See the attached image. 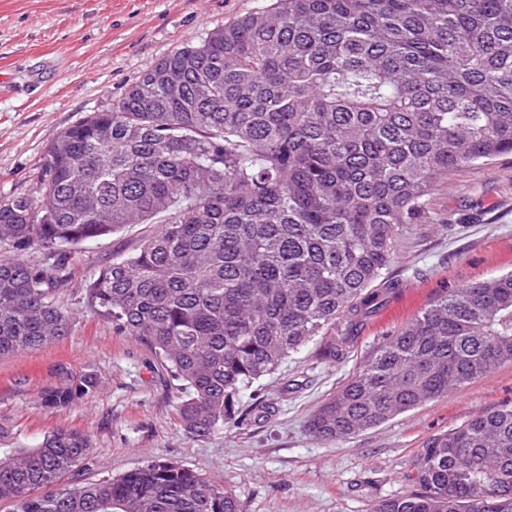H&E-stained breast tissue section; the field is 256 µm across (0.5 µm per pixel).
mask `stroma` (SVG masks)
<instances>
[{"instance_id":"stroma-1","label":"stroma","mask_w":512,"mask_h":512,"mask_svg":"<svg viewBox=\"0 0 512 512\" xmlns=\"http://www.w3.org/2000/svg\"><path fill=\"white\" fill-rule=\"evenodd\" d=\"M267 0H0V197L33 192L47 145L126 89L176 48L266 6ZM142 224L85 244L56 300L73 316L70 336L0 357V425L18 445L63 429L87 434L82 481L120 476L172 458L219 483L241 512H370L414 491L412 460L432 435L512 404V364L355 437H311L314 411L444 288L512 271V154L449 175L426 214L409 225L386 272L401 291L361 329L340 362L313 347L241 396L250 413L206 437L187 434L176 380L140 338L113 332L87 306L92 272L131 250ZM97 374L93 396L57 411L43 390L59 369Z\"/></svg>"}]
</instances>
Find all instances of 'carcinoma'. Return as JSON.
<instances>
[{"label":"carcinoma","instance_id":"carcinoma-1","mask_svg":"<svg viewBox=\"0 0 512 512\" xmlns=\"http://www.w3.org/2000/svg\"><path fill=\"white\" fill-rule=\"evenodd\" d=\"M508 153L512 0H270L161 59L46 147L33 193L0 199V356L71 334L55 295L79 246L156 223L91 275L87 304L150 345L182 382L183 429L208 436L291 354L342 360L400 290L374 284L437 187ZM506 363L512 273L443 291L308 430L355 436ZM97 389L66 375L42 400L64 410ZM8 442L0 427L13 512H240L173 459L77 482L87 435ZM412 470L417 490L372 512H512V406L431 436Z\"/></svg>","mask_w":512,"mask_h":512}]
</instances>
